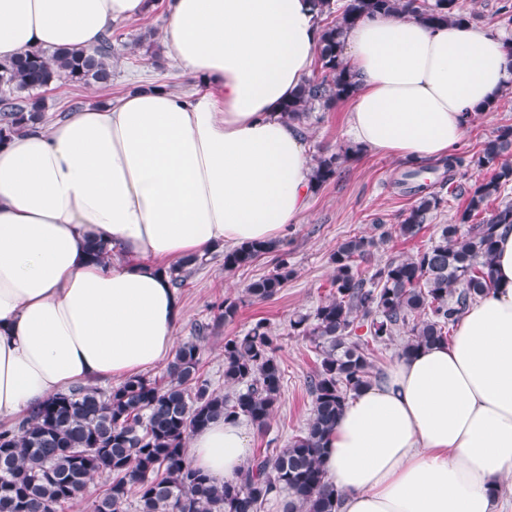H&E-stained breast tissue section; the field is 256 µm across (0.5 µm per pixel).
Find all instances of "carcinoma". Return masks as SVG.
Masks as SVG:
<instances>
[{
	"instance_id": "carcinoma-1",
	"label": "carcinoma",
	"mask_w": 512,
	"mask_h": 512,
	"mask_svg": "<svg viewBox=\"0 0 512 512\" xmlns=\"http://www.w3.org/2000/svg\"><path fill=\"white\" fill-rule=\"evenodd\" d=\"M318 15L332 18L323 27L316 68L299 94L284 105V117L301 123L315 107L329 109L346 100L356 87L344 62V34L375 16L413 17L430 27L450 20L475 18L459 0H313ZM116 53L112 29L100 42L79 52L38 49L0 62V145L46 121L42 92L58 82L84 86L112 84ZM353 148L324 154L313 167L315 190L336 178L341 161ZM512 125H505L466 158L452 154L441 161L450 194L465 201L454 223L410 255L389 258L370 275L360 269L380 242L396 231L417 237L433 223L443 199L432 185L418 181L420 171L401 173L398 185L413 203L397 228L379 237L350 236L330 255L333 266L329 299L312 315L289 321L290 333L315 344L320 364L309 376L311 417L306 429L279 452L258 455L233 479L216 483L187 460L192 433L217 418L249 420L267 427L277 408L283 371L266 323L224 338V384L238 388L230 398L200 380L201 342L212 326L233 319L239 304L225 299L212 306L213 324L197 323L195 340L182 343L160 384L142 375L108 392L75 386L49 398L11 428H0V512H63L99 475L110 483L93 502L92 512H125L135 497L137 512H262L281 498L282 512H339L341 495L329 486L319 457L336 419L361 388L381 381L373 347L386 345L400 330L407 341L398 355L448 341L466 310L492 285V263L498 229L512 226ZM492 170L482 181H457L462 167ZM276 250L251 243L224 252V271L232 272ZM203 263L189 257L169 269L173 287L184 286L186 271ZM288 253L278 255L271 273L253 281L247 295L267 301L294 276ZM364 328L362 336L356 332Z\"/></svg>"
}]
</instances>
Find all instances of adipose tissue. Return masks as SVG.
Returning <instances> with one entry per match:
<instances>
[{
	"instance_id": "ef3b65f1",
	"label": "adipose tissue",
	"mask_w": 512,
	"mask_h": 512,
	"mask_svg": "<svg viewBox=\"0 0 512 512\" xmlns=\"http://www.w3.org/2000/svg\"><path fill=\"white\" fill-rule=\"evenodd\" d=\"M150 8L0 0V60L90 49ZM320 37L311 0H169L164 52L201 90L143 89L0 146V417L163 363L182 315L168 268L298 223L313 163L282 107L310 76ZM345 45L359 78L346 133L387 156H448L512 80V42L466 21L377 16ZM95 242L107 259L90 258ZM494 280L448 342L397 359L348 400L321 458L342 512H501L512 477L510 228ZM249 452L246 429L221 418L187 448L218 482Z\"/></svg>"
}]
</instances>
